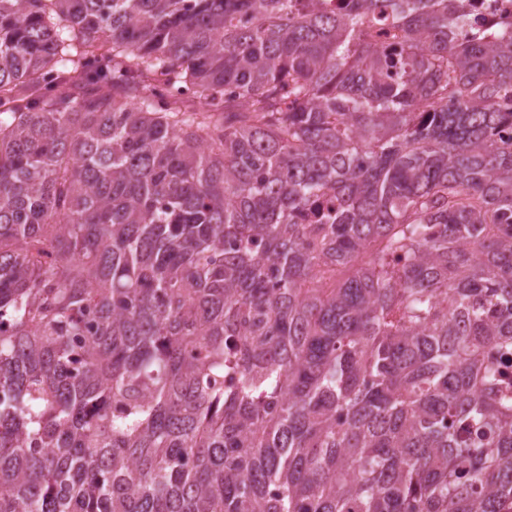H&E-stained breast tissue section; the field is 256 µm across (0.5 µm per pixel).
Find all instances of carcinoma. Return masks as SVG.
Returning a JSON list of instances; mask_svg holds the SVG:
<instances>
[{
	"instance_id": "cac0c4a2",
	"label": "carcinoma",
	"mask_w": 512,
	"mask_h": 512,
	"mask_svg": "<svg viewBox=\"0 0 512 512\" xmlns=\"http://www.w3.org/2000/svg\"><path fill=\"white\" fill-rule=\"evenodd\" d=\"M340 2L0 0V512H512V33Z\"/></svg>"
}]
</instances>
